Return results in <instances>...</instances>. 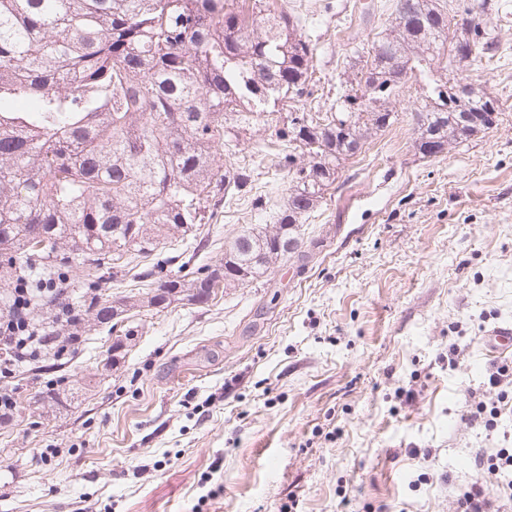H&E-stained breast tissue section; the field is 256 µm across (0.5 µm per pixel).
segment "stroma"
<instances>
[{
  "mask_svg": "<svg viewBox=\"0 0 512 512\" xmlns=\"http://www.w3.org/2000/svg\"><path fill=\"white\" fill-rule=\"evenodd\" d=\"M284 3L315 47L309 93L226 142L217 160L245 166L247 190L172 236L162 275L222 268L243 230L272 225L286 202L275 128L327 112L395 19V0ZM490 4L494 49L455 74L499 100L491 128L419 154L427 86L410 79L271 273L150 308L134 304L150 282L105 275L122 317L84 314L78 349L8 382L0 512H452L476 452L512 448V412L491 432L461 418L512 361L482 343L512 325V0Z\"/></svg>",
  "mask_w": 512,
  "mask_h": 512,
  "instance_id": "obj_1",
  "label": "stroma"
}]
</instances>
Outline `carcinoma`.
<instances>
[{"label": "carcinoma", "instance_id": "carcinoma-1", "mask_svg": "<svg viewBox=\"0 0 512 512\" xmlns=\"http://www.w3.org/2000/svg\"><path fill=\"white\" fill-rule=\"evenodd\" d=\"M493 42L470 10L453 23L438 0H396L390 34L353 72L358 88L382 89L381 104L344 92L325 117L290 115L275 131L292 151L274 229L245 232L225 249L224 270L165 280L143 303H203L221 281L234 288L267 273L294 252L295 225L341 165L392 124L404 69L425 76L442 55L451 67ZM313 51L271 0H0V277L15 284L42 270L56 291L35 297L53 310L77 273L96 289L124 257L147 258L212 219L249 181L238 163L217 164L218 148L243 130L228 118L303 97ZM433 83L413 109L422 155L495 124L497 99ZM85 311L100 324L120 315L96 292Z\"/></svg>", "mask_w": 512, "mask_h": 512}]
</instances>
